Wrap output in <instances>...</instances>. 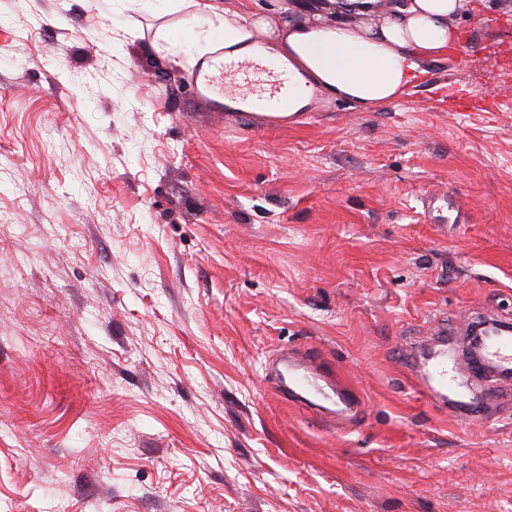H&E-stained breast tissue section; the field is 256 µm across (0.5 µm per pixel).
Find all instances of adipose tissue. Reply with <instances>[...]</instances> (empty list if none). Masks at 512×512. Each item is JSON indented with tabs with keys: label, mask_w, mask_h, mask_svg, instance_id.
Here are the masks:
<instances>
[{
	"label": "adipose tissue",
	"mask_w": 512,
	"mask_h": 512,
	"mask_svg": "<svg viewBox=\"0 0 512 512\" xmlns=\"http://www.w3.org/2000/svg\"><path fill=\"white\" fill-rule=\"evenodd\" d=\"M473 9V0H282L261 14L239 0L217 23L226 57L288 73L293 93L271 117L289 121L316 90L362 110L400 100L424 62L458 46L454 21Z\"/></svg>",
	"instance_id": "adipose-tissue-1"
}]
</instances>
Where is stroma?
Returning <instances> with one entry per match:
<instances>
[{
    "mask_svg": "<svg viewBox=\"0 0 512 512\" xmlns=\"http://www.w3.org/2000/svg\"><path fill=\"white\" fill-rule=\"evenodd\" d=\"M501 3L403 100L281 123L192 97L193 8L0 0V512H512V401L448 414L399 360L512 324ZM283 350L363 412L282 399Z\"/></svg>",
    "mask_w": 512,
    "mask_h": 512,
    "instance_id": "obj_1",
    "label": "stroma"
}]
</instances>
